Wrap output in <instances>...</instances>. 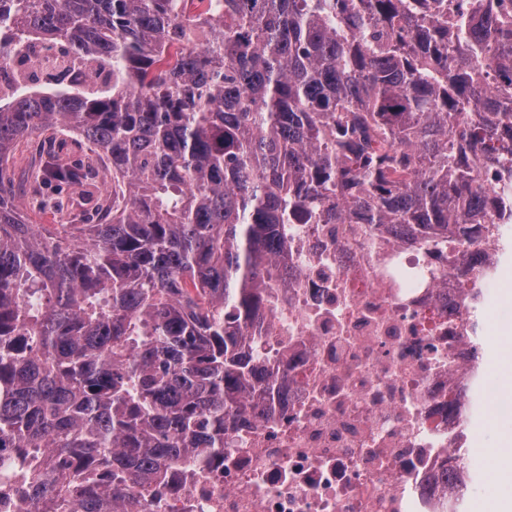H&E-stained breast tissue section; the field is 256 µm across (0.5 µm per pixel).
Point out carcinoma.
Instances as JSON below:
<instances>
[{"label":"carcinoma","instance_id":"carcinoma-1","mask_svg":"<svg viewBox=\"0 0 512 512\" xmlns=\"http://www.w3.org/2000/svg\"><path fill=\"white\" fill-rule=\"evenodd\" d=\"M482 8L0 0V69L34 41L105 73L0 99L4 509L139 512L224 463L274 391L248 336L288 277L284 225L479 241L512 195L474 175L512 133V0ZM37 131L33 193L82 189L52 224L2 166Z\"/></svg>","mask_w":512,"mask_h":512}]
</instances>
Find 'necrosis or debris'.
Returning a JSON list of instances; mask_svg holds the SVG:
<instances>
[{
  "instance_id": "obj_1",
  "label": "necrosis or debris",
  "mask_w": 512,
  "mask_h": 512,
  "mask_svg": "<svg viewBox=\"0 0 512 512\" xmlns=\"http://www.w3.org/2000/svg\"><path fill=\"white\" fill-rule=\"evenodd\" d=\"M286 230L288 278L253 349L279 391L225 436L222 467L182 473V490L143 512H441L490 469L456 461L466 394L495 402L491 309L467 313L468 251L346 224ZM415 256L437 271L432 285H417Z\"/></svg>"
}]
</instances>
